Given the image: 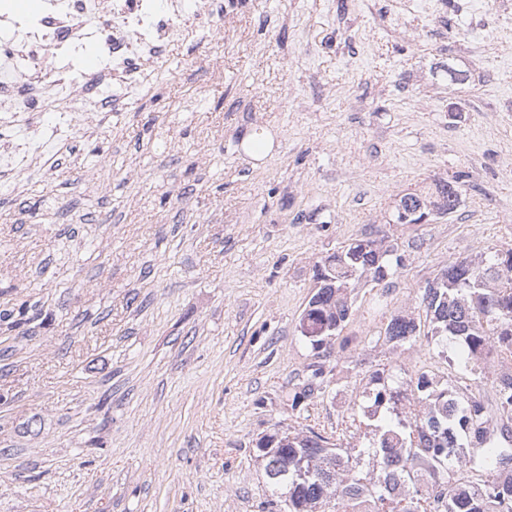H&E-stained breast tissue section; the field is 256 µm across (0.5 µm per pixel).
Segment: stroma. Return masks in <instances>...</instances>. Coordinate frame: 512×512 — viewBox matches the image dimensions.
Returning a JSON list of instances; mask_svg holds the SVG:
<instances>
[{"instance_id":"stroma-1","label":"stroma","mask_w":512,"mask_h":512,"mask_svg":"<svg viewBox=\"0 0 512 512\" xmlns=\"http://www.w3.org/2000/svg\"><path fill=\"white\" fill-rule=\"evenodd\" d=\"M206 2L220 38L171 42L149 93L0 179V512H270L260 437L335 434L389 363V313L512 246V0ZM453 175L456 213L393 222ZM369 235L403 265L356 281L315 352L313 266ZM422 365L495 400L493 357L424 338L402 356Z\"/></svg>"}]
</instances>
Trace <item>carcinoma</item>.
<instances>
[{
  "label": "carcinoma",
  "instance_id": "carcinoma-1",
  "mask_svg": "<svg viewBox=\"0 0 512 512\" xmlns=\"http://www.w3.org/2000/svg\"><path fill=\"white\" fill-rule=\"evenodd\" d=\"M461 203L458 178L438 181L423 193L403 195L395 222L411 224L428 208L455 213ZM332 270L315 264L314 278L336 279L319 288L299 332L319 351L340 335L354 313L347 285L364 276L390 286L402 266L398 247L385 238L362 237L332 254ZM486 264L464 260L427 282L419 297L425 320L393 312L379 331L392 344L393 365L417 346L422 327L445 353L456 348L464 367L494 351L512 362V248L493 252ZM493 287H487V284ZM324 366L312 371L292 407L320 387ZM367 399L377 425L362 448H347L302 427L281 429L257 444L271 488L274 512H512V448L476 447L493 442V422L512 417V375L493 378L495 407L455 395L404 369L371 376ZM474 473L476 480H464Z\"/></svg>",
  "mask_w": 512,
  "mask_h": 512
}]
</instances>
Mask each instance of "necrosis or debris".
<instances>
[{"instance_id": "4bbe7bcc", "label": "necrosis or debris", "mask_w": 512, "mask_h": 512, "mask_svg": "<svg viewBox=\"0 0 512 512\" xmlns=\"http://www.w3.org/2000/svg\"><path fill=\"white\" fill-rule=\"evenodd\" d=\"M185 0H63L28 17L0 0V177L30 170L58 153L87 110H120L144 92L169 41L186 36ZM95 41L104 57L97 76L79 74L73 53ZM65 110L71 121L45 128L39 112Z\"/></svg>"}]
</instances>
